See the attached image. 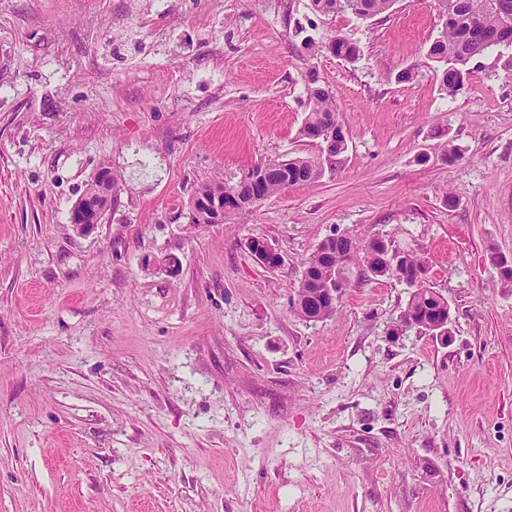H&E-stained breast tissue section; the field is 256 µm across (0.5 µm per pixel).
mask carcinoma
<instances>
[{
  "label": "carcinoma",
  "mask_w": 512,
  "mask_h": 512,
  "mask_svg": "<svg viewBox=\"0 0 512 512\" xmlns=\"http://www.w3.org/2000/svg\"><path fill=\"white\" fill-rule=\"evenodd\" d=\"M499 0H437L440 12L445 17L441 35L428 47L426 55L442 66L440 85L448 96L459 92L469 75L468 65L486 54L495 46H512V21L506 19ZM395 0H313L314 9L323 14L350 13L359 19H370L388 12ZM334 55L354 60L359 55L357 43L350 37L338 34ZM311 99L310 111L299 129L303 139L311 136L314 129H328L340 125L336 104L329 92H316ZM337 155L340 148L331 142L327 151L315 157H295L288 161H272L273 169L263 186V195L268 198L284 192L287 187L304 185L321 178L326 171L333 170L325 160V154ZM233 190L242 196L251 194L252 187L243 181L234 184L224 182L205 183L197 188L194 198L209 199ZM328 258L346 269L348 274H357L364 281L394 279L411 284L419 283V289L411 293L406 307L401 311L398 323L412 330L427 322H436L448 313V300L426 284L428 260L421 253L405 250L404 260L391 267L384 260L385 248L376 235H350L339 240L321 242L303 263L296 298L304 302H317L313 297L316 289L326 287L320 258L324 252Z\"/></svg>",
  "instance_id": "1"
}]
</instances>
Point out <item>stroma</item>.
Listing matches in <instances>:
<instances>
[{
	"label": "stroma",
	"mask_w": 512,
	"mask_h": 512,
	"mask_svg": "<svg viewBox=\"0 0 512 512\" xmlns=\"http://www.w3.org/2000/svg\"><path fill=\"white\" fill-rule=\"evenodd\" d=\"M154 3L0 0V512H512V292L487 256L512 254V46L451 98L435 0ZM339 32L357 59L325 50ZM312 68L343 160L191 223L200 183L317 155ZM105 163L120 191L77 233ZM347 232L424 253L450 342L392 335L394 280L294 315L304 261ZM314 9L323 14L351 13L359 19H370L388 12L395 0H313ZM321 82L320 76L316 71L309 72L307 76L309 95L314 88L323 87L321 86ZM310 99L312 105L299 129V136L303 139L309 140L311 130L328 129L334 126L335 128L329 130L313 132L312 139L321 143L326 140L332 141L336 137V131L338 132V135L343 136L346 139V133L343 127L341 129L338 128V130L336 129V126L342 125L338 120L335 101L329 91L327 90L320 93L315 92L312 96L310 95ZM106 171L107 169H102L101 167L98 169V171L88 181V184L84 188L81 196L72 207L70 223L78 232L86 231L90 227L100 224L105 215L106 209H100L96 205L90 204L96 194H101L97 192V189H100L98 185L102 184L103 187L108 184L110 185L111 192L113 188L118 192L120 178L112 171L111 181L110 173H108L106 177L104 176ZM91 185L94 187L88 189ZM115 192L112 195H114ZM117 192L115 196H112V198H96V201H101L108 207L111 200L114 201L117 196Z\"/></svg>",
	"instance_id": "35a3bbf8"
}]
</instances>
